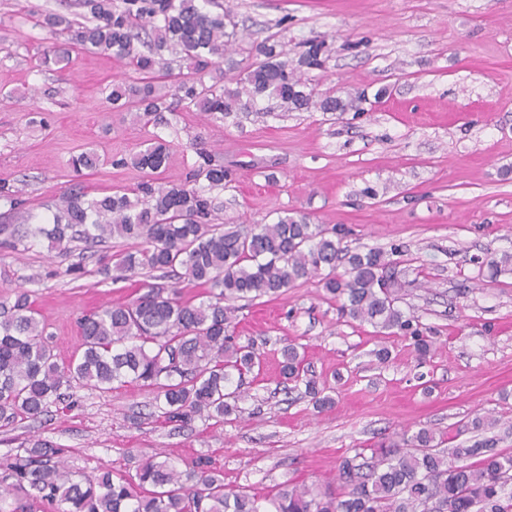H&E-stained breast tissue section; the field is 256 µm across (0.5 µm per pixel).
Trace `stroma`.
Wrapping results in <instances>:
<instances>
[{
    "label": "stroma",
    "instance_id": "obj_1",
    "mask_svg": "<svg viewBox=\"0 0 512 512\" xmlns=\"http://www.w3.org/2000/svg\"><path fill=\"white\" fill-rule=\"evenodd\" d=\"M207 9L236 25L235 71L266 39L281 41L292 63L302 42L318 39L330 50L325 68L310 73L321 88L390 94L358 116L271 112L260 99L246 112L179 111L145 128L103 96L115 80L137 81L133 68L80 48L65 71L41 64L56 40L37 19L48 10L76 17L77 6L0 0V180L21 188L24 202L13 210L0 200V224L51 220L65 190L92 199L135 185L141 171L111 161L155 136L170 147L164 180L180 182L199 135L230 173L214 194L223 221L298 211L343 229L349 248H399L398 271L413 282L402 306L429 328L434 350L418 362L407 341L345 321L317 278L302 279L239 314L236 334L265 366L245 380L233 422L167 423L155 392L76 385L44 415L0 428V461L36 437L65 448L68 467L86 476L102 466L134 475L141 453L179 468L202 457L228 487L264 495L284 482L335 483L353 449L399 443L407 430L430 429L440 447H454L457 424L476 413L497 419L499 446L512 451V274L477 279L487 255L512 254V0H209ZM88 148L101 164L75 175L68 161ZM125 246L76 240L62 250L44 236L0 246V296L28 291L69 359L83 315L135 299L152 280L98 274L100 258ZM74 264L84 270L77 279ZM289 343L304 345L318 379L340 377L332 408L283 392L280 350ZM383 345L392 359L380 367L372 352Z\"/></svg>",
    "mask_w": 512,
    "mask_h": 512
}]
</instances>
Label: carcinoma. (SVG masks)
Instances as JSON below:
<instances>
[{"label":"carcinoma","instance_id":"1","mask_svg":"<svg viewBox=\"0 0 512 512\" xmlns=\"http://www.w3.org/2000/svg\"><path fill=\"white\" fill-rule=\"evenodd\" d=\"M91 23L49 11L37 25L66 43L111 56L146 74L133 85L117 80L107 102L145 126L166 124L172 98L186 111L238 112L266 96L282 112H362V92L318 91L288 69L278 41L257 46L259 60L232 76L221 71L229 37L226 15L206 12L198 0H78ZM325 43H304L299 65L322 69ZM198 160L178 185L158 182L168 145L154 141L111 165L146 173L133 190L87 199L65 191L55 203L54 225L27 227L22 237L46 235L60 247L74 238L89 243L109 238L133 246L103 258L99 273L123 280L139 270L162 275L183 270L187 282L206 289L199 302L184 298L176 284L152 283L126 304L108 305L80 320L83 351L67 362L58 355L37 319L31 295L18 291L0 300V424L37 417L64 399L62 388L78 383L108 391L135 384L157 391L169 423L197 417L217 423L239 412L245 375L262 369L254 344L235 336L234 301L277 298L309 275L320 276L343 318L367 323L412 341L419 360L430 352L417 317L399 306L404 284L395 260L376 248L350 251L336 229L287 212L268 224L218 221L211 192L225 186L224 165L195 142ZM101 159L86 149L69 160L73 172L94 170ZM344 267L338 273V267ZM487 278L512 273V255L481 263ZM284 383L304 386L316 409L335 404L331 388L305 367V354L289 343L281 349ZM491 425L475 416L458 434ZM402 445L381 446L365 456L357 450L338 466L336 486L282 483L264 497L228 490L224 476L201 460L177 470L157 455H142L135 476L101 467L90 477L70 470L63 449L36 437L26 456L0 462V512H512V452L494 438L440 448L426 428L403 433Z\"/></svg>","mask_w":512,"mask_h":512}]
</instances>
